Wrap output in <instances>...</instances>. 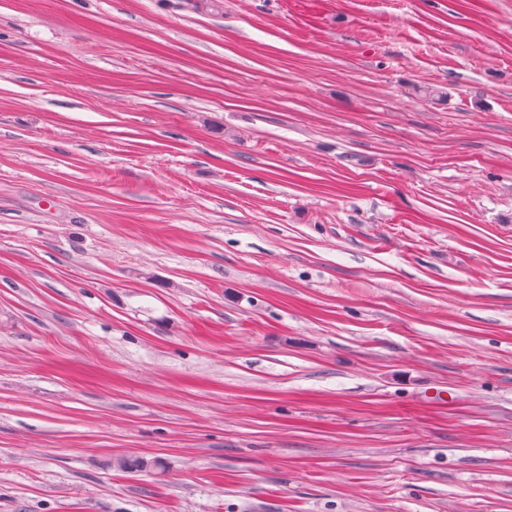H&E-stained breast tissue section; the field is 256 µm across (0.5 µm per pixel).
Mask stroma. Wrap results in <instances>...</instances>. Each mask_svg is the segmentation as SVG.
<instances>
[{"label": "stroma", "mask_w": 512, "mask_h": 512, "mask_svg": "<svg viewBox=\"0 0 512 512\" xmlns=\"http://www.w3.org/2000/svg\"><path fill=\"white\" fill-rule=\"evenodd\" d=\"M0 512H512V0H0Z\"/></svg>", "instance_id": "stroma-1"}]
</instances>
